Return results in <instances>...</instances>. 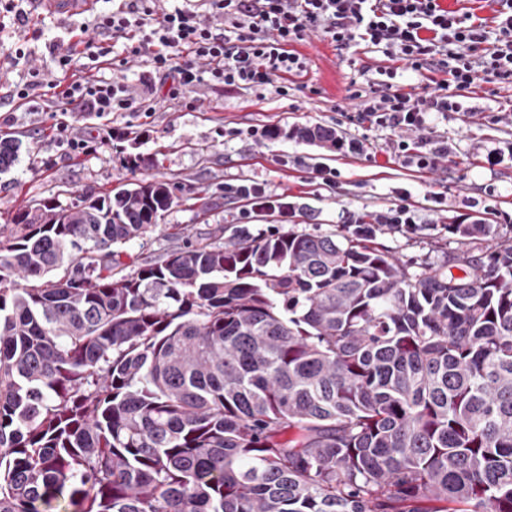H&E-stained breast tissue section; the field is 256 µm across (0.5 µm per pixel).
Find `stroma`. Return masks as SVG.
I'll list each match as a JSON object with an SVG mask.
<instances>
[{
	"label": "stroma",
	"instance_id": "stroma-1",
	"mask_svg": "<svg viewBox=\"0 0 512 512\" xmlns=\"http://www.w3.org/2000/svg\"><path fill=\"white\" fill-rule=\"evenodd\" d=\"M129 4L94 0L89 10L48 16L36 0H23L21 16L0 20V133L21 140L16 164L0 173V240L12 234V217L35 203L55 197L66 205L84 195L100 196L136 175L175 182L177 201L163 222L184 232L172 237L164 227L122 246L120 261L128 274L189 242H225L236 226L327 233L402 203L409 205L416 231L386 226L377 241L414 272L442 268L460 255V245L448 239L449 225L483 222L502 233L512 230V87L485 84L463 98L462 111L430 114L424 137L446 147L448 160L436 170L420 169L394 155V130L351 119L357 103L350 88L369 91L389 58L337 50L318 32L296 46L308 67L289 76L287 95L272 85L246 92L207 81L141 117L136 137H124L128 117L118 113L111 142L79 157L65 155L55 139L50 96L21 107L13 90L35 70L43 81L55 80L50 44L63 48L71 35L95 36L99 13ZM18 43L30 51L23 64L11 55ZM292 126L331 127L364 150L336 152L259 134ZM131 155L144 160L139 174L125 165ZM322 167L335 171L334 183L321 179ZM240 184L260 186L270 205L293 203V215L285 218L270 206L259 210L225 195V186Z\"/></svg>",
	"mask_w": 512,
	"mask_h": 512
}]
</instances>
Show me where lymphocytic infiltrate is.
<instances>
[{
	"mask_svg": "<svg viewBox=\"0 0 512 512\" xmlns=\"http://www.w3.org/2000/svg\"><path fill=\"white\" fill-rule=\"evenodd\" d=\"M491 22L445 8L440 0H209L224 18L213 32L186 6L161 11L145 6L98 16L97 39H78L54 54L59 77L52 82L60 112L103 120L115 112H150L159 100H177L204 80L227 88L257 90L274 84L287 95L286 79L303 72L294 46L312 32L337 49L360 45L403 62L405 69L439 74L433 92L416 96L382 69L378 97L357 100V118L400 133L395 154L421 169H437L442 148L428 147L420 133L431 112H458L460 96L484 83L512 84V0H495ZM137 38L134 55L146 56L153 75L142 94L96 76L74 77L80 59L99 62L111 54V39Z\"/></svg>",
	"mask_w": 512,
	"mask_h": 512,
	"instance_id": "lymphocytic-infiltrate-1",
	"label": "lymphocytic infiltrate"
}]
</instances>
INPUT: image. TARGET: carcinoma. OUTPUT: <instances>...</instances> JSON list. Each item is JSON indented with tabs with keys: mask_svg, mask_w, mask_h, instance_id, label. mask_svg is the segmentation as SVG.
I'll list each match as a JSON object with an SVG mask.
<instances>
[{
	"mask_svg": "<svg viewBox=\"0 0 512 512\" xmlns=\"http://www.w3.org/2000/svg\"><path fill=\"white\" fill-rule=\"evenodd\" d=\"M174 190L0 240V512H512L511 236L450 224L468 249L412 273L377 224L237 228L123 273Z\"/></svg>",
	"mask_w": 512,
	"mask_h": 512,
	"instance_id": "cac0c4a2",
	"label": "carcinoma"
}]
</instances>
